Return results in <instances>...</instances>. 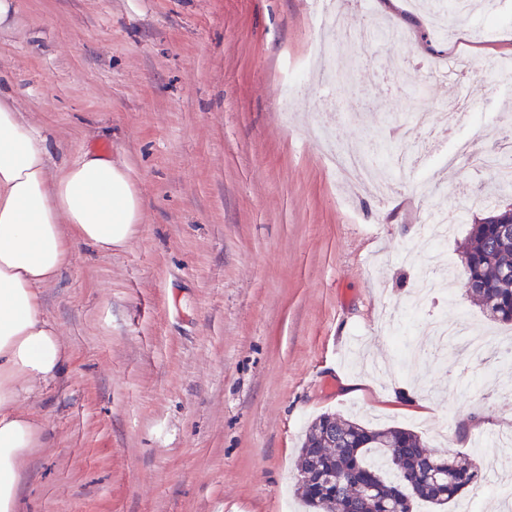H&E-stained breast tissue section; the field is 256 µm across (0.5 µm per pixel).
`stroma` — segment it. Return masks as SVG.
Wrapping results in <instances>:
<instances>
[{"label":"stroma","mask_w":512,"mask_h":512,"mask_svg":"<svg viewBox=\"0 0 512 512\" xmlns=\"http://www.w3.org/2000/svg\"><path fill=\"white\" fill-rule=\"evenodd\" d=\"M334 2L355 28L405 30L408 47L352 42L322 78L302 73L309 0H16L0 27V93L41 130L49 176L101 153L128 168L143 202L127 246H76L40 290L70 357L24 404L43 430L22 466L21 512H302L299 448L323 413L498 456L512 362L464 358L458 342L443 364L399 354L379 324L388 303L411 317L431 214L460 211L442 250L456 263L471 223L511 206L512 191L461 160L406 177L384 201L350 194L308 116L336 150H372L386 167L402 150L416 160L392 131L447 99L427 65L462 53L476 121L445 139L496 147L512 116V0L490 26L479 10L449 14L444 41L411 0ZM374 129L389 130L385 149ZM434 312L512 343V323L488 322L464 287Z\"/></svg>","instance_id":"stroma-1"}]
</instances>
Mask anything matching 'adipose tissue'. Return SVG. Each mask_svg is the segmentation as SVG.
<instances>
[{
	"mask_svg": "<svg viewBox=\"0 0 512 512\" xmlns=\"http://www.w3.org/2000/svg\"><path fill=\"white\" fill-rule=\"evenodd\" d=\"M40 131L0 102V512H19L27 450L42 426L22 401L65 370L67 346L39 290L75 245L108 252L134 238L142 199L125 166L86 152L48 177Z\"/></svg>",
	"mask_w": 512,
	"mask_h": 512,
	"instance_id": "ef3b65f1",
	"label": "adipose tissue"
}]
</instances>
